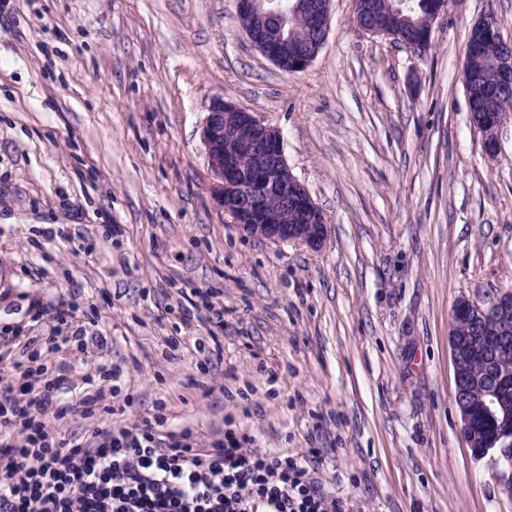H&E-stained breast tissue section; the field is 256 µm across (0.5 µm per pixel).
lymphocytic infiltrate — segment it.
Masks as SVG:
<instances>
[{
    "mask_svg": "<svg viewBox=\"0 0 512 512\" xmlns=\"http://www.w3.org/2000/svg\"><path fill=\"white\" fill-rule=\"evenodd\" d=\"M27 363L0 374V512H345L307 459L243 447L234 433L201 447L191 430H164L165 414L105 427L83 441L58 438L50 418L72 411L41 350L59 338L26 337Z\"/></svg>",
    "mask_w": 512,
    "mask_h": 512,
    "instance_id": "obj_1",
    "label": "lymphocytic infiltrate"
}]
</instances>
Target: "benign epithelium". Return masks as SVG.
<instances>
[{
    "instance_id": "obj_1",
    "label": "benign epithelium",
    "mask_w": 512,
    "mask_h": 512,
    "mask_svg": "<svg viewBox=\"0 0 512 512\" xmlns=\"http://www.w3.org/2000/svg\"><path fill=\"white\" fill-rule=\"evenodd\" d=\"M241 28L261 54L288 71L301 72L315 60L329 31L330 0H235ZM377 5L354 2L358 29L376 35L368 23ZM305 15L321 33L314 45L288 44L278 20L285 13ZM473 41L502 37L495 17L485 15L470 28ZM499 87L512 89V56L497 61ZM202 140L218 203L243 232L257 238L321 248L325 218L284 156L280 131L256 119L249 109L214 99L206 107ZM304 224H288V211ZM454 362V402L461 431L475 457H491L501 492L512 499V290L501 291L485 305L467 299L454 306L449 330ZM482 366L484 375L473 374ZM483 416L496 422L488 434L476 424Z\"/></svg>"
}]
</instances>
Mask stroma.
Returning a JSON list of instances; mask_svg holds the SVG:
<instances>
[{"label": "stroma", "mask_w": 512, "mask_h": 512, "mask_svg": "<svg viewBox=\"0 0 512 512\" xmlns=\"http://www.w3.org/2000/svg\"><path fill=\"white\" fill-rule=\"evenodd\" d=\"M489 12L512 40V0H459L416 49L331 0L323 48L286 73L235 0H0V335H46L37 306L73 303L63 335L104 346L64 400L122 369L119 396L54 420L60 436L161 405L203 443L232 431L312 460L346 512H512L461 433L449 347L458 300L512 289V124L488 158L461 79ZM216 98L281 131L327 220L320 250L218 205L200 135Z\"/></svg>", "instance_id": "1"}]
</instances>
